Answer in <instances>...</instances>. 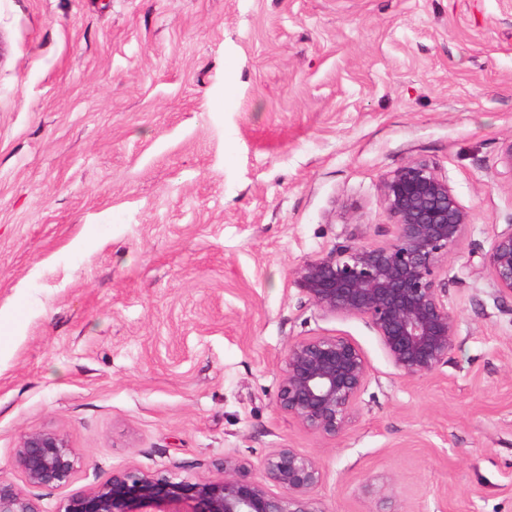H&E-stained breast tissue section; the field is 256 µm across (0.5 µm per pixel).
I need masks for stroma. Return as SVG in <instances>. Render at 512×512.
Here are the masks:
<instances>
[{
  "label": "stroma",
  "instance_id": "35a3bbf8",
  "mask_svg": "<svg viewBox=\"0 0 512 512\" xmlns=\"http://www.w3.org/2000/svg\"><path fill=\"white\" fill-rule=\"evenodd\" d=\"M510 140L512 0H0V479L53 512L115 469L260 482L292 448L324 512H512V297L466 271L512 224ZM414 159L471 216L420 378L296 284L392 239L380 185ZM326 334L368 365L335 438L279 405ZM40 430L67 487L13 464ZM15 463L26 483L37 488L65 487L77 470V457L67 438L50 430L25 434L16 449Z\"/></svg>",
  "mask_w": 512,
  "mask_h": 512
}]
</instances>
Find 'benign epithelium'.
Instances as JSON below:
<instances>
[{
	"label": "benign epithelium",
	"mask_w": 512,
	"mask_h": 512,
	"mask_svg": "<svg viewBox=\"0 0 512 512\" xmlns=\"http://www.w3.org/2000/svg\"><path fill=\"white\" fill-rule=\"evenodd\" d=\"M395 226L381 245L340 246L305 262L296 284L324 314L361 316L379 336L393 365L409 378L433 373L448 361L458 324L445 302L441 263L459 245L468 212L448 179L425 160H411L381 183ZM495 290L512 296V227L495 238L480 262ZM368 366L360 349L340 335L289 345L280 406L304 428L338 437L350 423ZM15 463L26 483L62 488L77 457L67 438L41 430L21 438ZM265 482L242 464L196 480L119 468L101 483L59 501L53 512H325L313 497L323 473L317 459L278 448L264 461ZM280 489L276 493L268 488ZM0 512H42L37 500L0 481Z\"/></svg>",
	"instance_id": "benign-epithelium-1"
}]
</instances>
